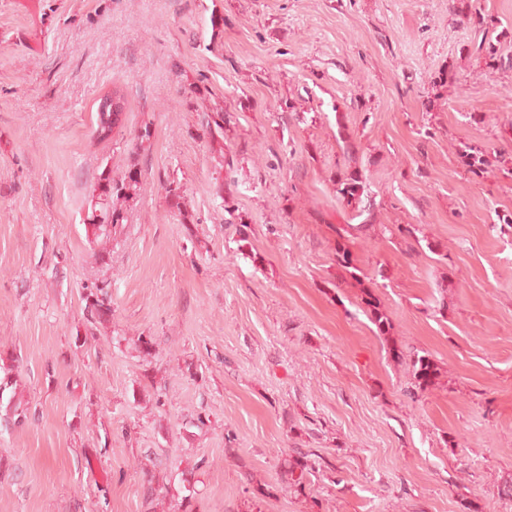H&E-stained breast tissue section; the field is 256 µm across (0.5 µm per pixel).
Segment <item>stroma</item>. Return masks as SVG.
I'll use <instances>...</instances> for the list:
<instances>
[{
	"instance_id": "35a3bbf8",
	"label": "stroma",
	"mask_w": 512,
	"mask_h": 512,
	"mask_svg": "<svg viewBox=\"0 0 512 512\" xmlns=\"http://www.w3.org/2000/svg\"><path fill=\"white\" fill-rule=\"evenodd\" d=\"M484 38L512 55V0H0V379L28 409L0 400V512H180L190 485L192 512H512V65ZM132 168L96 235L91 184ZM336 197L355 212L351 220L360 218L365 212H370L371 199H369L366 178L358 170L336 173ZM365 226H367L366 221H363L362 224H336L332 227L336 236V263L345 268L358 281L361 279L357 276L356 271L360 270L351 266V253L346 246V241L353 236V231H361ZM84 296L85 310L91 314L97 315L99 320H104L112 312L110 305V296L104 286L92 285L86 287ZM364 298L362 299L370 314L371 320L377 328L380 336H386L390 329V320L387 315L380 309L377 299L373 296L370 289H364ZM411 366L413 383L416 388L426 390L437 384L440 368L428 354H414Z\"/></svg>"
}]
</instances>
